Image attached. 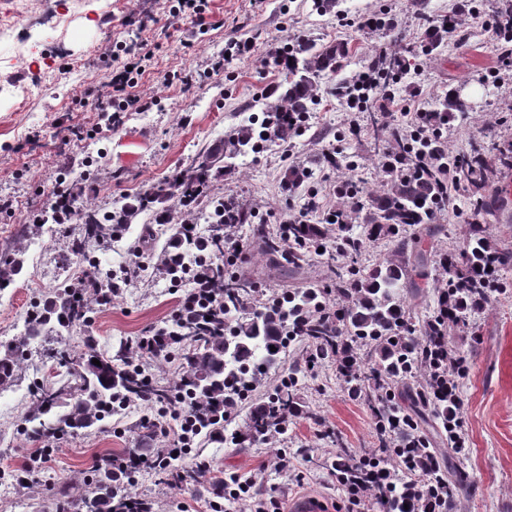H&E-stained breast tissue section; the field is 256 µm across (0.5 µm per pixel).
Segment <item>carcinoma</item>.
Returning a JSON list of instances; mask_svg holds the SVG:
<instances>
[{
  "instance_id": "cac0c4a2",
  "label": "carcinoma",
  "mask_w": 512,
  "mask_h": 512,
  "mask_svg": "<svg viewBox=\"0 0 512 512\" xmlns=\"http://www.w3.org/2000/svg\"><path fill=\"white\" fill-rule=\"evenodd\" d=\"M454 20L450 15L425 27L420 39L422 50L434 51L442 33ZM348 53L343 44L317 48L308 41H299L285 47L277 65L286 73L285 83L266 96L261 110L277 129L276 140L286 142L298 133L297 127L288 122V113L306 112L317 98L318 79L326 72H334L338 62ZM402 69V60L385 56L370 62L369 70L384 75L391 81ZM438 111L456 118L468 111L467 104L456 94L446 96ZM373 135L381 143L379 161L383 164V180L379 188L365 197L355 210L368 227L369 236L386 240L393 245L398 256L366 274L358 267L362 239L352 232V225L337 224H290L288 248L271 237L263 227L254 229V244L267 256L271 265L278 269L301 268L309 256V247H326L333 239L335 252L328 254L333 262L340 256L349 259V266L332 269L335 277L336 296L341 301L340 314L332 317L321 312L326 292L322 288H291L278 294L279 301L269 306L260 316H246L244 311L253 292V282L246 276L228 272V264L211 267L212 288L224 297V320L218 313H184L171 320L165 333L153 337L157 351L165 356L173 346L182 351L187 367L172 386L161 384L143 367L128 360V352L134 345L120 347L109 358L98 354L93 341H85V349L59 353L61 362L69 370L70 382L47 388L38 383L29 387L28 394L32 414L27 418L26 433L32 440L51 439L66 434L100 426L118 415L134 396L146 398L153 404H162L172 412L195 410L200 415L197 429L207 439L225 440L224 419L215 412L207 416L209 406L217 402L237 404L239 398L224 386L238 385L249 392L257 386L262 371L280 362L288 343L296 341L306 345L309 360H332L344 351L353 360H359L358 351L370 348L375 363L370 371L357 369L345 373L347 366L339 362L337 370L345 388L354 399H363L373 413L378 446L372 455L381 459L401 453L411 444L422 456L432 454L429 439L420 433L413 416L401 404L399 386L421 369L440 376L445 368L465 361V358L448 351V363L434 352L429 356L427 344L448 333V326L463 321L467 314L488 302L489 294L499 287L496 281L486 279L485 267L497 268L512 265V252L494 247L485 225H470L469 238L460 249L440 254V261L447 264L444 287L450 301L447 309L437 306L421 328V335L405 324L406 310L403 292L413 277L428 276V260L422 249V237L427 233L438 211L449 203L444 184L447 177H456L473 186L492 189L496 169L488 163L481 149L459 157L448 156L436 137L426 141L403 138L383 123L373 120ZM271 144L263 140L260 128L245 120L243 124L224 135L217 145L207 149L192 164L177 170L171 177L159 182L133 201L117 210L96 211L71 208L52 211V219L58 224L82 225L81 234L73 240L72 250L87 263H92L88 253L90 242H100L114 237L118 225L129 224L140 212L174 201L179 206L198 205L207 195L208 178L213 169L247 151H257ZM432 159L429 168L420 170L418 159ZM221 213L211 210L209 219L219 230L226 224H247L250 214L236 202H218ZM414 230L407 235V230ZM180 245L182 253L191 252L196 258L210 252L224 253L219 238H214L210 248L175 232L170 236ZM23 261L10 255L0 256V283L14 280ZM88 303L77 300L73 283L60 287L54 297L44 304L36 320L29 322L27 338L39 335L40 328L51 326L62 336L87 319ZM210 316L211 327L201 326L203 316ZM25 341L4 346L0 354V390L12 385L23 360ZM275 350H270V347ZM97 359L100 365L92 360ZM302 367L297 365L288 373L269 398L254 407L243 422L239 434L245 439L284 432L289 418L298 415L297 385ZM411 409L429 411L438 425L448 433V447H460L461 421L449 418V410L458 403L455 395L448 401H440L427 386L409 392ZM400 422L409 437H400L398 443L390 440L391 429ZM171 478L186 488L198 482L197 471L190 466L169 470ZM439 483H447L448 497H453L462 486V472L450 468L438 474ZM121 479L113 472L112 465L98 468L94 482L86 491L67 500L73 512H152L151 502L144 498H130L120 486ZM408 499L401 489L382 493L378 504L383 512H406Z\"/></svg>"
}]
</instances>
